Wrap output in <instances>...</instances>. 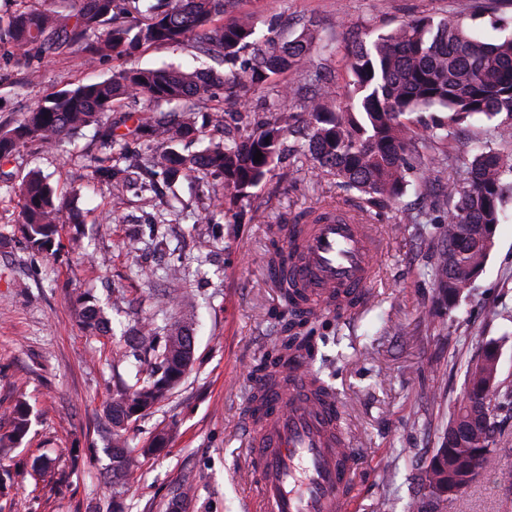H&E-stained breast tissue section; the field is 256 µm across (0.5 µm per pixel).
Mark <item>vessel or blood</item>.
<instances>
[{"label":"vessel or blood","mask_w":512,"mask_h":512,"mask_svg":"<svg viewBox=\"0 0 512 512\" xmlns=\"http://www.w3.org/2000/svg\"><path fill=\"white\" fill-rule=\"evenodd\" d=\"M282 237L316 314L345 316L351 304L368 303L381 251L377 225L340 207L316 224L285 225ZM316 389L307 359L296 354L271 378H255L241 456V475L253 488L249 512H350L359 455L338 430L334 394Z\"/></svg>","instance_id":"1"}]
</instances>
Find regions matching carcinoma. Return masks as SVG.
<instances>
[{
    "label": "carcinoma",
    "mask_w": 512,
    "mask_h": 512,
    "mask_svg": "<svg viewBox=\"0 0 512 512\" xmlns=\"http://www.w3.org/2000/svg\"><path fill=\"white\" fill-rule=\"evenodd\" d=\"M16 9L0 15V49L31 62L49 54L78 52L87 64L112 60V76L104 81L60 89L48 94L23 119L0 129V164L12 160L26 145L55 146L93 127L107 163L91 166L94 179L120 197L128 188L162 195V186L190 177L224 196L207 194L200 209L208 224L224 223V205L251 196L271 172L285 134L295 132L293 116L282 104L290 98L306 100L302 125L304 155L315 168L336 178L345 192L357 194L363 214L396 202L407 187L425 181L444 164L455 171L448 182V231L440 262L431 268L439 293L455 308L483 271L494 243L504 206L512 199V34L491 42L460 20L422 15L395 29L359 42L346 60L349 81L344 92L316 80L284 82L287 73L308 72L313 49L310 31L284 40L271 28L257 30L253 17L242 11V0H76L64 13L13 0ZM188 42L205 56L224 64V72H185L173 67L139 68L127 58L141 47L180 46ZM270 95L267 120L250 130H225L221 104L228 96L246 108L249 92ZM143 99L169 110L112 122L110 112L124 100ZM498 124L497 142L460 159L438 156L436 144L448 141L475 120ZM209 139L197 152L182 153L177 145ZM262 153L259 161L255 153ZM27 248L34 255L49 254L62 224L71 222L47 178L27 171L17 187ZM173 208L146 215L141 233L157 238V225L170 224ZM292 255L272 238L270 266L277 272L280 293L291 320L270 354L256 367L265 375L282 353L301 354L315 363L323 340L306 296L286 270ZM165 277L167 305H190L181 286L179 258L171 260ZM83 327L104 335L108 320L95 304L80 303ZM192 323L161 318L145 322L125 337L116 354L137 353L145 368L133 383L117 388L106 415L112 424L109 468L117 486L140 465V459L161 452L169 441L160 432L144 448H131L123 438L133 418L168 399L190 371ZM499 347L490 340L482 357L464 362L467 387L448 427L429 458L448 489L466 483L473 465L485 469L494 458V430L501 411L512 410V384L498 377ZM3 416L10 421L8 442L0 439V461L9 457L29 430V410L17 402Z\"/></svg>",
    "instance_id": "1"
}]
</instances>
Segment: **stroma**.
<instances>
[{"label":"stroma","instance_id":"stroma-1","mask_svg":"<svg viewBox=\"0 0 512 512\" xmlns=\"http://www.w3.org/2000/svg\"><path fill=\"white\" fill-rule=\"evenodd\" d=\"M469 0H245L259 30L275 22L286 38L309 17L319 25L314 44L334 46L331 58L317 51L313 62L337 87L349 80L346 49L371 41L415 17L468 21ZM131 64L173 65L185 71L210 67L192 45L137 50ZM0 128L23 118L48 93L109 78L111 63L88 65L77 53L51 54L30 65L0 55ZM92 129L61 147L29 145L0 165V410L24 401L30 429L7 462L12 481L0 490V512H110L109 460L104 410L135 361L117 359L116 334L133 316L111 309L112 291L125 289L136 315L162 307L164 281L147 283L140 271L163 267L170 253L184 261V288L197 302L191 312L195 363L162 406L132 422L130 447L147 445L160 431L168 447L143 459L125 495L138 512H168L172 492L191 479L190 512H245L249 489L238 474L243 423L254 368L280 328L278 288L269 270V228L296 214L345 201L335 180L317 174L296 152L276 164L243 202L224 234L195 243L206 233L202 214L173 225L167 247L133 240L135 205L113 197L89 176L103 153ZM49 178L56 196L80 215L61 226L57 252L35 256L24 247L19 198L8 187L29 169ZM453 172L436 168L428 187L410 186L373 221L384 234L382 269L375 296L346 315L322 317L328 338L320 368L333 383L361 461L354 512H408L412 497L425 496V464L464 389L462 370L448 355L464 342V356L488 340L501 348L500 377L512 383V201L496 228L483 272L448 315L438 316V291L425 268L437 259L448 207L440 190ZM431 214L426 238H418L409 215ZM92 294L111 310L114 336H94L76 318L79 300ZM55 461L46 484L31 474L39 456ZM442 512H512V485L483 470Z\"/></svg>","mask_w":512,"mask_h":512}]
</instances>
